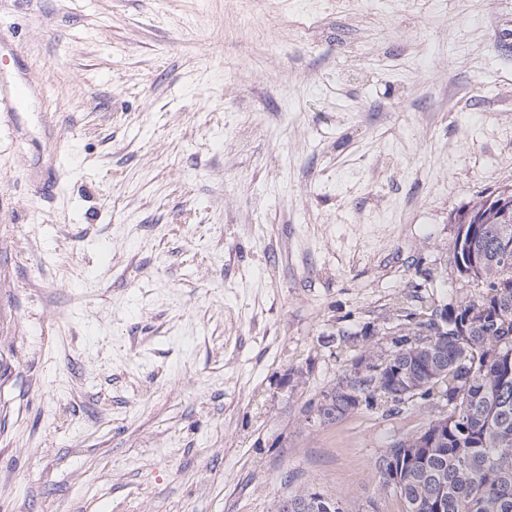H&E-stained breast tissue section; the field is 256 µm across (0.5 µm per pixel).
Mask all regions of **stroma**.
Listing matches in <instances>:
<instances>
[{"label": "stroma", "instance_id": "obj_1", "mask_svg": "<svg viewBox=\"0 0 512 512\" xmlns=\"http://www.w3.org/2000/svg\"><path fill=\"white\" fill-rule=\"evenodd\" d=\"M0 512H399L430 417L322 393L512 184V0H0ZM24 76L18 75L12 77L11 81L0 77V111L15 112L16 108L22 103L27 95L28 86L22 82ZM1 104H4L3 110ZM330 501L335 504L332 511H327L323 506V501ZM288 506V511L286 508ZM275 512H344L340 501L336 498L325 496L320 492H313L308 488L297 490L281 499Z\"/></svg>", "mask_w": 512, "mask_h": 512}]
</instances>
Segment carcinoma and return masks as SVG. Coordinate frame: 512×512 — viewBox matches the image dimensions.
Segmentation results:
<instances>
[{
	"instance_id": "obj_1",
	"label": "carcinoma",
	"mask_w": 512,
	"mask_h": 512,
	"mask_svg": "<svg viewBox=\"0 0 512 512\" xmlns=\"http://www.w3.org/2000/svg\"><path fill=\"white\" fill-rule=\"evenodd\" d=\"M457 221L451 265L465 290L457 305L434 309L407 330L409 336H439L426 355H409L414 383L421 386L409 405L431 404L433 416L448 419V427L421 425L433 447L421 449L415 461L391 479L389 461L397 455L390 445L375 462L385 482L378 495L394 496L401 512H512V238H499L498 221L482 224ZM476 289L473 297L468 292ZM399 366L350 379L366 400L377 405L379 390L402 391ZM336 388L322 395L316 413L336 421ZM340 501L308 488L281 499L275 512H327L323 501Z\"/></svg>"
}]
</instances>
